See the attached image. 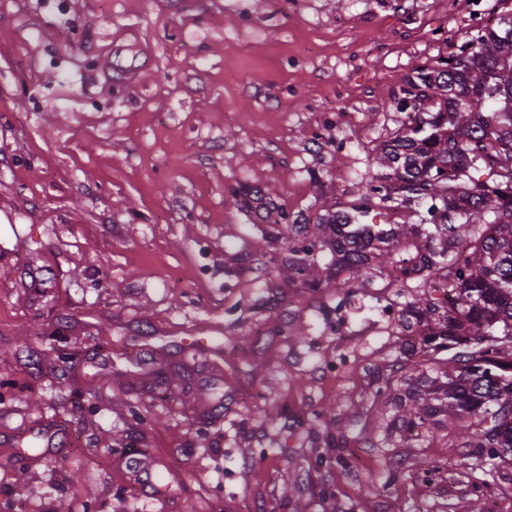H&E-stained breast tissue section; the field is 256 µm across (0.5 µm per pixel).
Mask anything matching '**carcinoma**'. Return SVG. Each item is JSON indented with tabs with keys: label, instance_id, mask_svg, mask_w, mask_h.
<instances>
[{
	"label": "carcinoma",
	"instance_id": "obj_1",
	"mask_svg": "<svg viewBox=\"0 0 512 512\" xmlns=\"http://www.w3.org/2000/svg\"><path fill=\"white\" fill-rule=\"evenodd\" d=\"M393 102L405 121L345 207L294 219L246 185L236 204L264 210L261 236L288 287L380 278L405 292L388 320L406 341L372 373L396 410L386 436L412 448L444 431L448 447L499 470L512 465V17L415 65ZM398 211L409 221L372 223Z\"/></svg>",
	"mask_w": 512,
	"mask_h": 512
}]
</instances>
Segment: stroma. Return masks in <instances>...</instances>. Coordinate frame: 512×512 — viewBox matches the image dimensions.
<instances>
[{"label": "stroma", "instance_id": "obj_1", "mask_svg": "<svg viewBox=\"0 0 512 512\" xmlns=\"http://www.w3.org/2000/svg\"><path fill=\"white\" fill-rule=\"evenodd\" d=\"M414 2L0 0V436L83 442L53 460L0 447V512H512V483L443 433H373L369 369L395 348L374 304L396 289L359 290L342 337L336 286L268 296L272 253L224 273L261 248L231 187L305 214L376 174L403 119L391 93L467 30L422 0L448 23L427 42ZM345 342L355 364L327 372ZM131 444L167 486L155 499Z\"/></svg>", "mask_w": 512, "mask_h": 512}]
</instances>
